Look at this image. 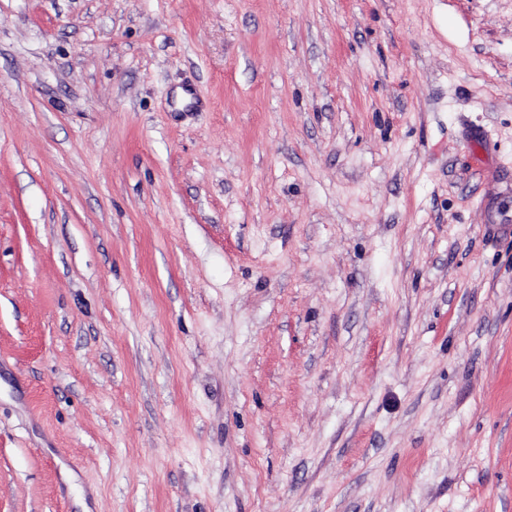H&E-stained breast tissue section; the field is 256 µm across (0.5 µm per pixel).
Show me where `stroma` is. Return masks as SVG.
Wrapping results in <instances>:
<instances>
[{"label": "stroma", "mask_w": 512, "mask_h": 512, "mask_svg": "<svg viewBox=\"0 0 512 512\" xmlns=\"http://www.w3.org/2000/svg\"><path fill=\"white\" fill-rule=\"evenodd\" d=\"M79 497L512 512V0H0V512Z\"/></svg>", "instance_id": "obj_1"}]
</instances>
